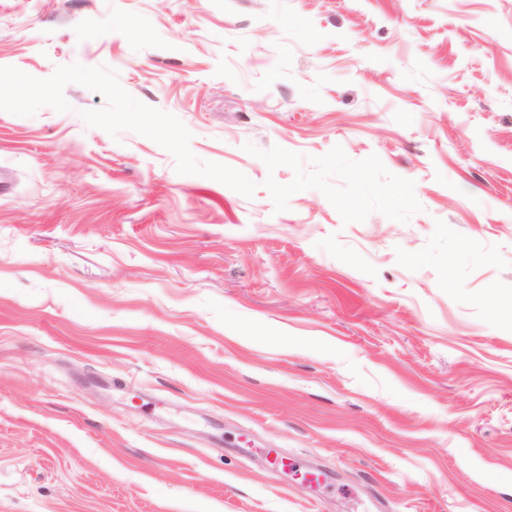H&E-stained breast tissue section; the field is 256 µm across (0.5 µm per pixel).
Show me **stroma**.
<instances>
[{
  "instance_id": "stroma-1",
  "label": "stroma",
  "mask_w": 512,
  "mask_h": 512,
  "mask_svg": "<svg viewBox=\"0 0 512 512\" xmlns=\"http://www.w3.org/2000/svg\"><path fill=\"white\" fill-rule=\"evenodd\" d=\"M1 78L0 512H512V0H0Z\"/></svg>"
}]
</instances>
